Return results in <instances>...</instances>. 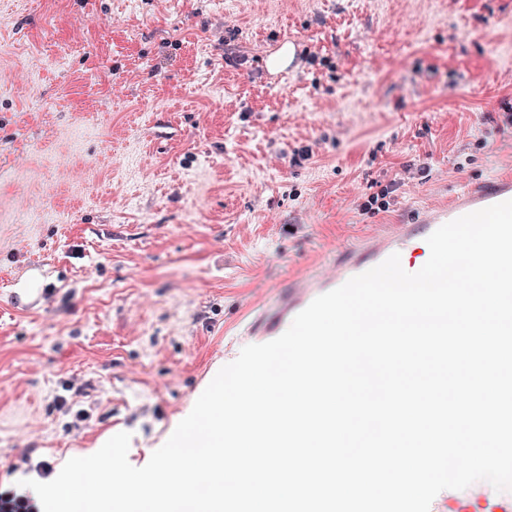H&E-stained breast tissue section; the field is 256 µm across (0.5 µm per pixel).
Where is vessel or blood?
<instances>
[{
    "label": "vessel or blood",
    "mask_w": 512,
    "mask_h": 512,
    "mask_svg": "<svg viewBox=\"0 0 512 512\" xmlns=\"http://www.w3.org/2000/svg\"><path fill=\"white\" fill-rule=\"evenodd\" d=\"M507 200H512V180L501 178L478 191L462 194L448 208L434 212L421 223L395 225L391 233L370 239L346 252L337 263L332 280L294 283L288 296L289 314L300 313L320 296L322 290H334L352 277L366 272L368 264H380L395 253L406 255L415 238L429 236L445 223Z\"/></svg>",
    "instance_id": "obj_1"
}]
</instances>
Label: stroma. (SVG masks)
Here are the masks:
<instances>
[{
	"label": "stroma",
	"instance_id": "stroma-1",
	"mask_svg": "<svg viewBox=\"0 0 512 512\" xmlns=\"http://www.w3.org/2000/svg\"><path fill=\"white\" fill-rule=\"evenodd\" d=\"M500 176L512 0H0V484L145 466L289 280ZM285 44H288V72H292L293 70L290 66L293 59V57L291 58L292 48L295 50V48L301 44L299 38L296 36H283L278 41V48L266 52L261 58L262 71L272 78L279 79L282 70H284V58L281 50Z\"/></svg>",
	"mask_w": 512,
	"mask_h": 512
}]
</instances>
